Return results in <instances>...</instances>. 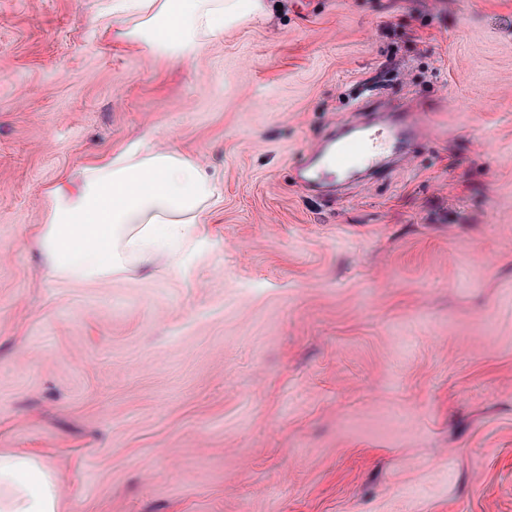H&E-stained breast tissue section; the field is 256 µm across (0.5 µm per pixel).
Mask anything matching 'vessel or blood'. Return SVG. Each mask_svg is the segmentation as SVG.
<instances>
[{
	"mask_svg": "<svg viewBox=\"0 0 512 512\" xmlns=\"http://www.w3.org/2000/svg\"><path fill=\"white\" fill-rule=\"evenodd\" d=\"M425 129L421 114L402 111L390 113L380 125L345 128L331 136L312 161L301 165L297 177L306 187L320 190L355 171L388 174L409 159Z\"/></svg>",
	"mask_w": 512,
	"mask_h": 512,
	"instance_id": "obj_1",
	"label": "vessel or blood"
}]
</instances>
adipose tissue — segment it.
<instances>
[{
	"label": "adipose tissue",
	"instance_id": "adipose-tissue-1",
	"mask_svg": "<svg viewBox=\"0 0 512 512\" xmlns=\"http://www.w3.org/2000/svg\"><path fill=\"white\" fill-rule=\"evenodd\" d=\"M268 0H120L100 20L114 38L148 39L155 53L187 57L225 27L261 22ZM167 37H159L161 27ZM30 236L53 276L100 280L128 262L171 270L223 200L219 182L192 157L133 141L65 172L48 192ZM0 512H61L57 477L32 453H0Z\"/></svg>",
	"mask_w": 512,
	"mask_h": 512
}]
</instances>
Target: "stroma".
<instances>
[{
	"mask_svg": "<svg viewBox=\"0 0 512 512\" xmlns=\"http://www.w3.org/2000/svg\"><path fill=\"white\" fill-rule=\"evenodd\" d=\"M191 58L0 0V452L62 512H512V0H278ZM429 126L334 203L367 84ZM224 190L174 272L46 273L47 191L128 141Z\"/></svg>",
	"mask_w": 512,
	"mask_h": 512,
	"instance_id": "35a3bbf8",
	"label": "stroma"
}]
</instances>
